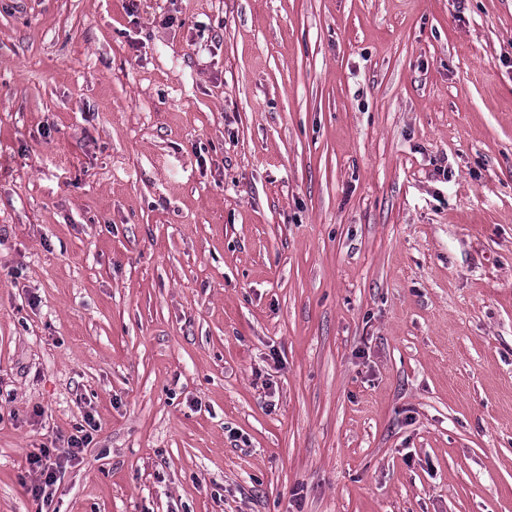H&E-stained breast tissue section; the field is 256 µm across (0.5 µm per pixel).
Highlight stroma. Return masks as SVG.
I'll return each instance as SVG.
<instances>
[{
    "mask_svg": "<svg viewBox=\"0 0 512 512\" xmlns=\"http://www.w3.org/2000/svg\"><path fill=\"white\" fill-rule=\"evenodd\" d=\"M0 512H512V0H0ZM30 463L40 469L41 476H44L43 482L34 487L37 495H44L46 488L57 481L56 475L61 468V461L57 455L51 452L50 448H43L39 456H34Z\"/></svg>",
    "mask_w": 512,
    "mask_h": 512,
    "instance_id": "obj_1",
    "label": "stroma"
}]
</instances>
